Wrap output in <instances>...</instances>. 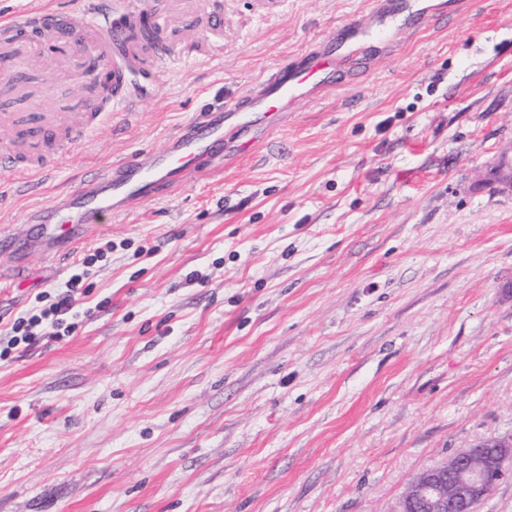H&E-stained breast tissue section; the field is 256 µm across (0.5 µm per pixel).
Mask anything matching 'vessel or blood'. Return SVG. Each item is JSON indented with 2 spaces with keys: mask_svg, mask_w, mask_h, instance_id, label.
Returning <instances> with one entry per match:
<instances>
[{
  "mask_svg": "<svg viewBox=\"0 0 512 512\" xmlns=\"http://www.w3.org/2000/svg\"><path fill=\"white\" fill-rule=\"evenodd\" d=\"M416 2L379 0L372 11L370 28H362L356 20H349L334 38L335 50L310 53L303 61L290 59L279 64L265 81L260 94L255 96L256 111L245 117V124L255 123L259 116L268 113L285 111L302 95L318 96L326 88L325 75L336 67L356 63L367 39H388L389 21L395 15L407 12L422 23L439 21V14L417 7ZM126 24V19L113 18L104 0H82L78 19L67 27L59 24L51 10L31 13L20 23L1 21L0 51H9L24 30L40 38L75 34L84 48L92 50L97 68L112 82L122 84L126 81L125 74L112 68V42L124 36ZM98 115V110H90L86 122L75 123L65 112H4L0 114V125L13 123L19 136L34 146L57 137L59 151L65 152L92 133L93 121ZM233 118V113L217 112L190 125L149 163L133 159L115 163L107 172L70 192L61 209L39 213L38 221L59 226L58 241L67 249H74L83 239L84 227L95 224L102 212L121 210L133 203L154 199L161 189L177 186L188 176L198 173L209 155L223 145L225 124ZM50 168L47 162L19 163L15 150L0 151V170L21 175L26 182L39 180Z\"/></svg>",
  "mask_w": 512,
  "mask_h": 512,
  "instance_id": "obj_1",
  "label": "vessel or blood"
}]
</instances>
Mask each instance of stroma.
<instances>
[{
  "instance_id": "obj_1",
  "label": "stroma",
  "mask_w": 512,
  "mask_h": 512,
  "mask_svg": "<svg viewBox=\"0 0 512 512\" xmlns=\"http://www.w3.org/2000/svg\"><path fill=\"white\" fill-rule=\"evenodd\" d=\"M113 7L173 48L144 44L134 115L32 194L0 171V512H400L417 474L512 437V0L397 15L348 82L57 258L34 212L243 106L373 4L193 0L191 26L171 0ZM78 53L44 40L34 93L81 99L87 73L46 80ZM77 272L73 333L8 348Z\"/></svg>"
}]
</instances>
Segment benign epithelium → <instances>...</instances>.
<instances>
[{
	"label": "benign epithelium",
	"mask_w": 512,
	"mask_h": 512,
	"mask_svg": "<svg viewBox=\"0 0 512 512\" xmlns=\"http://www.w3.org/2000/svg\"><path fill=\"white\" fill-rule=\"evenodd\" d=\"M511 460V437L480 441L416 477L404 493L400 512H474Z\"/></svg>",
	"instance_id": "obj_1"
}]
</instances>
